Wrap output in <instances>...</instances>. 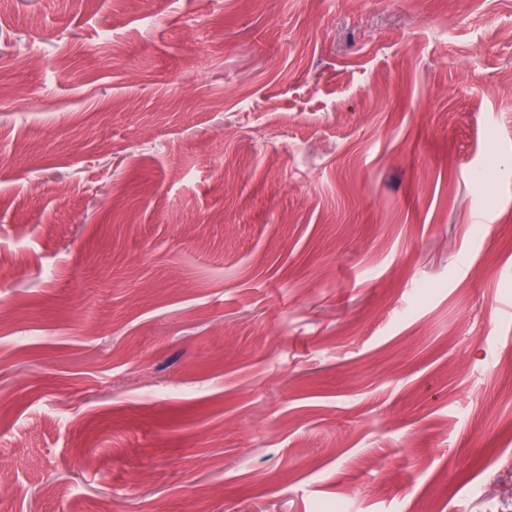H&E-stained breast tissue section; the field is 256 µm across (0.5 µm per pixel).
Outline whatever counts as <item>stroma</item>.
<instances>
[{"mask_svg": "<svg viewBox=\"0 0 512 512\" xmlns=\"http://www.w3.org/2000/svg\"><path fill=\"white\" fill-rule=\"evenodd\" d=\"M1 298L0 512H512V0H0Z\"/></svg>", "mask_w": 512, "mask_h": 512, "instance_id": "obj_1", "label": "stroma"}]
</instances>
